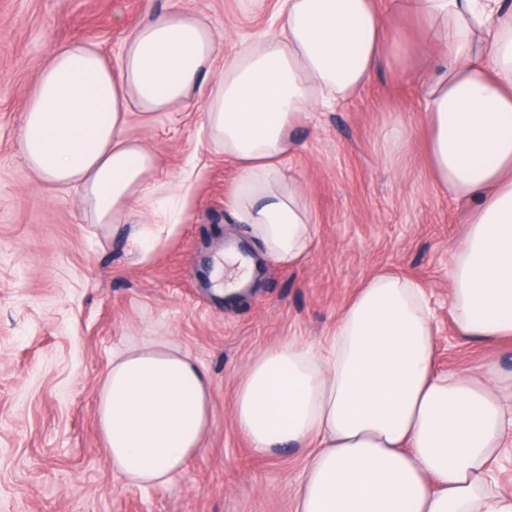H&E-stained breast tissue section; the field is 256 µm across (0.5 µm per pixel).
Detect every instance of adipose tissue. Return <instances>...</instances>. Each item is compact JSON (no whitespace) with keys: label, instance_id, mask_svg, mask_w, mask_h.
<instances>
[{"label":"adipose tissue","instance_id":"ef3b65f1","mask_svg":"<svg viewBox=\"0 0 512 512\" xmlns=\"http://www.w3.org/2000/svg\"><path fill=\"white\" fill-rule=\"evenodd\" d=\"M426 19L443 50L424 77L427 155L437 181L471 207L449 258L459 331L512 336V0H391ZM197 15L151 16L128 37L119 68L90 43L54 51L23 117L21 153L47 184L77 190L87 223H125L154 203L155 154L124 130L133 114L205 97L208 139L239 170L231 205L269 260L297 263L312 215L285 184L288 135L305 112L355 97L384 61L409 49L385 35L376 0H284L277 32L224 57ZM435 315L421 287L371 276L341 311L327 348L288 339L239 377L233 427L263 452L308 449L295 512H512L488 494L512 442V388L491 390L439 368ZM112 470L135 487L187 474L212 424L211 381L165 342L112 358L97 395Z\"/></svg>","mask_w":512,"mask_h":512}]
</instances>
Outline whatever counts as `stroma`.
Masks as SVG:
<instances>
[{
	"label": "stroma",
	"mask_w": 512,
	"mask_h": 512,
	"mask_svg": "<svg viewBox=\"0 0 512 512\" xmlns=\"http://www.w3.org/2000/svg\"><path fill=\"white\" fill-rule=\"evenodd\" d=\"M171 0H0V512H294L307 450L259 453L230 421L255 355L294 338L321 345L372 274L416 280L440 308L439 366L512 377V341L459 334L448 250L468 207L427 159L425 102L412 72L380 69L352 99L304 113L284 174L301 187L313 243L292 267L265 261L251 291L218 297L199 271L228 242L261 248L228 209L239 172L204 131L197 98L128 129L158 158L178 204L171 223L132 218L151 243L83 220L75 192L42 182L20 151L23 111L53 50L94 44L120 65L127 34ZM222 48L277 28L279 0H182ZM165 340L212 382L210 434L185 477L136 488L113 473L95 397L115 351Z\"/></svg>",
	"instance_id": "1"
}]
</instances>
